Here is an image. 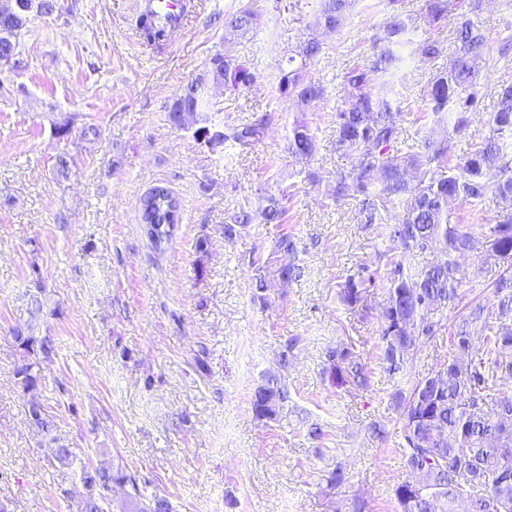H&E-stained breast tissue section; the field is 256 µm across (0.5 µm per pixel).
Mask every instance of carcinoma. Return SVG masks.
<instances>
[{
  "label": "carcinoma",
  "mask_w": 512,
  "mask_h": 512,
  "mask_svg": "<svg viewBox=\"0 0 512 512\" xmlns=\"http://www.w3.org/2000/svg\"><path fill=\"white\" fill-rule=\"evenodd\" d=\"M356 0H321L317 24L330 30L340 28ZM389 11L374 37L372 58L349 68L343 75L344 105L336 109L333 125L336 149L358 156V163L336 175L333 197L347 199L358 206L364 230L380 225L383 214L397 208L401 218L384 225L388 243L381 253L384 271L346 278L340 297L349 307L369 310L370 289L384 281L386 298L379 314V359L393 373L400 371L418 349L441 333H448V360L434 374L412 383L406 394H398L397 408L402 421L405 466L413 481L397 485L393 495L399 512H512V392L503 390L512 379V323L501 317L512 313V213L493 224L483 225L485 255L483 264L494 269L485 288L497 300V310L467 299L462 289L467 275L452 256L470 250L472 238L465 226L453 220L449 204L463 199L471 204L483 201L493 191L512 201V80L499 82L497 102L489 113L488 135L467 156L455 162L448 154V141L424 139L419 148H401L402 112L395 92L378 82L395 67L393 47L412 24L411 17L399 9L400 0H387ZM451 0H429L427 18L434 24L448 18ZM260 15L249 6L224 16L225 42L255 29ZM29 13L0 17V49L16 46ZM137 26L145 40L158 47L167 43V31L156 25L152 15L141 13ZM456 52L448 67L437 71L428 86V104L423 116L442 121L451 118L453 131L469 123L475 103L472 89L486 64V37L471 20L455 28ZM322 51L314 39L303 41L288 57L300 65L282 72L278 90L302 104L316 102L325 94L324 85L308 75L307 62ZM237 88L254 82L247 67L239 63L230 48L212 57L206 70L177 95L168 108V121L180 127L184 113L199 116L195 138L212 146L232 142L251 146L260 142L270 117L241 123L221 133L209 126L203 109L204 91L209 83ZM317 129L308 122H297L288 134V154L308 160L316 152ZM290 187L265 198L260 210L264 223L278 227L288 223ZM168 211L157 201L139 205V220L168 224ZM250 212L241 210L223 226L224 238L234 239L251 223ZM437 250L446 259H436L413 272L406 257L417 252ZM484 337L485 347L475 340ZM16 340L27 356L35 357L17 369L23 387L41 381L40 359L53 352L49 338L24 336ZM334 375L340 387L365 390L370 375L353 344L331 351ZM286 390L275 377L267 379L254 393L253 411L263 419L277 414L278 403ZM32 425L44 433L53 421L42 407L29 408ZM87 485L82 512H109L110 496L101 497L96 488L118 486L125 491L121 512H133L130 505L163 503L164 512H175L164 493H147L139 476L125 468H81Z\"/></svg>",
  "instance_id": "carcinoma-1"
}]
</instances>
